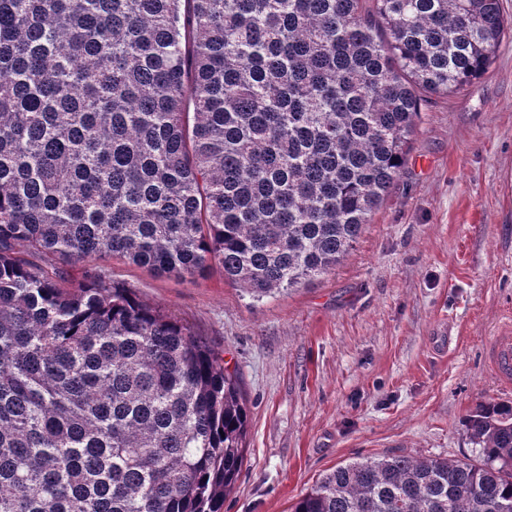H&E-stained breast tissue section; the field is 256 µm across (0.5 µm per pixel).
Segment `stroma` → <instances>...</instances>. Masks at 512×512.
<instances>
[{
    "label": "stroma",
    "mask_w": 512,
    "mask_h": 512,
    "mask_svg": "<svg viewBox=\"0 0 512 512\" xmlns=\"http://www.w3.org/2000/svg\"><path fill=\"white\" fill-rule=\"evenodd\" d=\"M190 325L238 377L245 458L224 512H288L363 456L468 460L481 403L512 404L486 362L512 322V43L469 90L422 108L407 161L335 271L256 302L220 272L66 264Z\"/></svg>",
    "instance_id": "obj_1"
}]
</instances>
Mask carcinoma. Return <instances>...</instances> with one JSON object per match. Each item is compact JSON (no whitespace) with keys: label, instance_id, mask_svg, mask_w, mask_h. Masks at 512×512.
<instances>
[{"label":"carcinoma","instance_id":"obj_1","mask_svg":"<svg viewBox=\"0 0 512 512\" xmlns=\"http://www.w3.org/2000/svg\"><path fill=\"white\" fill-rule=\"evenodd\" d=\"M507 37L500 0H0V512H223L248 426L190 326L15 246L310 282ZM466 428L475 463L362 457L290 512H512V405Z\"/></svg>","mask_w":512,"mask_h":512}]
</instances>
